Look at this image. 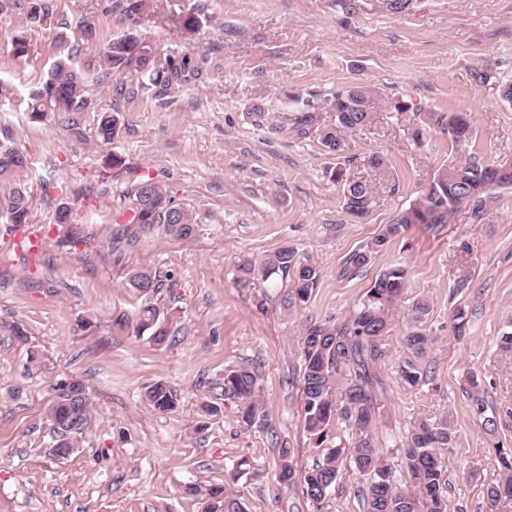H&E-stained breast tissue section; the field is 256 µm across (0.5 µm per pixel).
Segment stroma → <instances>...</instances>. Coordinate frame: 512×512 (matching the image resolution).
<instances>
[{
    "label": "stroma",
    "mask_w": 512,
    "mask_h": 512,
    "mask_svg": "<svg viewBox=\"0 0 512 512\" xmlns=\"http://www.w3.org/2000/svg\"><path fill=\"white\" fill-rule=\"evenodd\" d=\"M142 3L137 28L158 64L188 58L198 69L167 97L145 88L129 98L116 94L117 85L132 84L127 74L96 84L97 57L122 30L104 0H58L64 25L27 30L23 57L13 55L12 42L24 18L0 17V84L7 90L0 141L28 156L32 194L29 223L0 221V512H203V497L185 495V487L224 483L245 512H362L360 483L348 473L319 508L301 486L280 485V451L289 449L299 472L320 457L303 425L301 336L350 318L380 272L395 265L408 276L376 366L379 441L447 418L455 435L447 512H512V501L493 508L486 498L498 472L496 445L512 447V356L498 347L512 323V188L496 190L481 222L462 209L437 227L410 225L359 273L344 272L348 257L408 209L439 168L471 156L512 162V103L471 77L487 67L512 80V0H414L401 16L381 0H358L349 14L337 0ZM193 13L199 24L185 29ZM83 21L97 39L76 59L92 100L79 130L56 112L32 120L31 93L63 41L80 39ZM348 84L379 90L386 106L338 157L320 142L319 127L333 113H320L319 126L300 137L290 99ZM395 101L408 111L389 110ZM257 107L273 124H254ZM114 111L122 127L106 144L96 135L97 115ZM429 111L467 112L469 145L455 150L438 127L415 142L412 130ZM376 152L386 159L379 169L365 163ZM338 168L370 185L366 219L345 213L331 178ZM148 177L192 214L194 237L120 217V192ZM62 203L88 243H64L54 222ZM284 244L321 274L308 301L288 308L282 298L289 282L238 280L239 265ZM137 267L162 283L157 299L171 336L160 346L113 326L141 304L126 284ZM419 300L430 307L424 327L432 344L423 362L432 381L413 388L398 367L411 356L406 334ZM458 310L466 320L461 333L453 329ZM85 319L90 329H81ZM18 326L24 336L15 335ZM240 366L258 376L267 431L246 426L224 392L225 372ZM70 378L88 386L93 413L80 451L59 460L49 452L47 409L54 386ZM158 380L177 390L175 412H158L146 400V386ZM207 404L219 414L204 417ZM243 457L254 473L230 481Z\"/></svg>",
    "instance_id": "1"
}]
</instances>
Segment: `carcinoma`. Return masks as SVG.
Instances as JSON below:
<instances>
[{
	"instance_id": "cac0c4a2",
	"label": "carcinoma",
	"mask_w": 512,
	"mask_h": 512,
	"mask_svg": "<svg viewBox=\"0 0 512 512\" xmlns=\"http://www.w3.org/2000/svg\"><path fill=\"white\" fill-rule=\"evenodd\" d=\"M142 9V0H107L105 12L127 22L125 28L112 38L98 56V81L108 83L115 72L140 74L148 77L149 85L160 95H170L186 81L194 67L185 59L181 65L158 66L152 50L143 43L136 28L135 17ZM17 11L25 16L29 27H38L56 14V0H0V15ZM83 44L66 47L55 62L48 79L31 94V118L39 120L46 112H62L67 127L77 128L83 112L91 101L85 96L83 73L73 66ZM296 113L292 131L307 134L317 122V113H335L334 123L323 128L321 144L330 153L341 154L346 138L370 123L382 105L375 89L364 85L336 88L320 101L296 97ZM434 125L448 132L453 146H462L471 138V126L465 112H428L426 122L415 128L413 139L422 142L426 126ZM118 113L101 112L97 118L96 134L104 142L119 135ZM28 169L27 158L13 149H0V219L8 224H27L31 214V194L21 179ZM338 170L333 179L343 183V210L351 217L362 219L369 213L372 190L362 181H343ZM494 187H512V164L479 162L470 158L447 168H440L426 184L417 202L388 225L386 231L364 248L353 252L346 261L343 274L354 275L383 252L390 239L408 229L411 224H444L448 217L466 207L470 218H484L489 191ZM121 202L129 211L128 223L142 227L162 224L181 239L195 235L197 228L192 215L173 204L163 187L150 180L126 187ZM242 281L260 273L271 278L291 279L293 296L286 299L291 305L307 300L320 280L319 269L308 259L283 246L257 264L242 268ZM128 285L148 297L135 317V331L156 344L164 343L170 333L169 318L160 317L157 303L150 301L159 290L157 275L145 268L128 272ZM406 284V271L395 266L383 271L367 292L359 311L345 324L334 327L316 325L301 336L303 355V415L305 429L312 447L323 449V457L308 470L296 473L289 464L282 465L280 482L302 486L304 496L322 506L343 470L350 466L359 479L366 481L359 489L364 512H447L443 495L446 485V455L453 447V433L448 420L442 418L428 423L422 421L408 432L402 443L407 471L406 484L397 481L394 465L375 438L374 426L379 411L375 395V368L384 355L383 340L388 332L389 312L401 296ZM406 342L415 356L426 353L431 339L415 326ZM429 367L412 360L399 366L400 378L416 387L429 378ZM78 396L57 394L54 404L70 409L78 421V429L68 440L57 446L56 456L67 458L80 450L83 434L92 417V401L83 382H78ZM227 396L237 403L242 421L249 427H267L255 372L233 368L224 376ZM146 399L159 412L174 411L179 402L176 391L164 381L148 387ZM352 433V441L342 434ZM499 473L486 487L487 500L496 506L512 500V448L498 449ZM204 512H244L241 502L224 486H213L205 493Z\"/></svg>"
}]
</instances>
